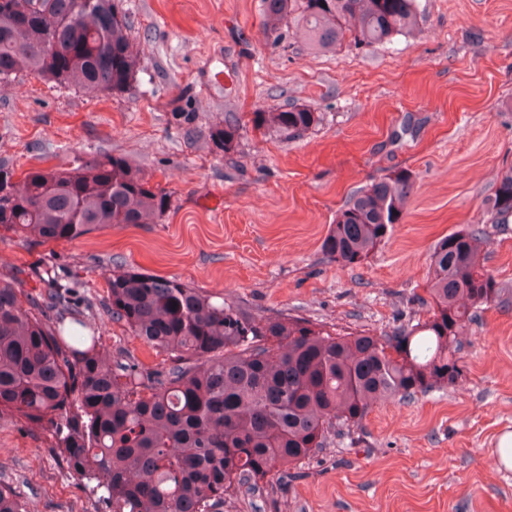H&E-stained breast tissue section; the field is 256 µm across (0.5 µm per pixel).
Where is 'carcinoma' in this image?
Segmentation results:
<instances>
[{"label": "carcinoma", "instance_id": "carcinoma-1", "mask_svg": "<svg viewBox=\"0 0 512 512\" xmlns=\"http://www.w3.org/2000/svg\"><path fill=\"white\" fill-rule=\"evenodd\" d=\"M417 0H263V32L279 44L296 27L316 51L373 48L417 25ZM138 58L115 0H0V82L33 75L94 96L130 89ZM172 119L192 132L196 113ZM320 116L308 106L252 113L285 140ZM233 113L209 133L231 150ZM414 190L408 169L356 193L336 214L322 251L363 264L399 223ZM0 228L35 242L72 241L120 224H157L170 193L127 158L104 154L69 168H31L21 182L0 166ZM487 210L512 215V167ZM483 226L439 239L428 269L431 317L380 336L332 334L290 316L255 317L174 279L115 270L108 311L144 343L182 358L164 371L105 363L100 338L67 343L33 296L0 278V412L48 430L69 469L94 483L112 512H223L224 496L269 483L284 465L358 426L374 399L410 401L460 376L459 336L478 313L512 308V289L485 267ZM0 512H24L0 485Z\"/></svg>", "mask_w": 512, "mask_h": 512}]
</instances>
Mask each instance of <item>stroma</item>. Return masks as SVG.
I'll use <instances>...</instances> for the list:
<instances>
[{
  "label": "stroma",
  "mask_w": 512,
  "mask_h": 512,
  "mask_svg": "<svg viewBox=\"0 0 512 512\" xmlns=\"http://www.w3.org/2000/svg\"><path fill=\"white\" fill-rule=\"evenodd\" d=\"M414 31L370 50L320 53L302 34L266 41L261 0H121L139 69L128 93L92 97L23 75L0 84V162L23 173L99 154L126 157L171 194L157 224H122L67 242L0 232V277L50 318L85 321L108 362L163 370L107 304L121 268L175 278L254 316L301 317L335 332L386 334L431 315L433 244L487 229L486 266L512 285V217L486 209L512 166V0H418ZM197 115L171 119L180 101ZM305 104L319 123L284 141L253 112ZM233 112L234 153L207 139ZM411 170L399 224L362 265L321 249L351 196ZM71 287L63 310L53 283ZM462 374L410 402L377 401L361 429L281 468L279 484L227 497L224 512H512V309L480 313L462 338ZM49 431L0 414V483L25 512H111L71 473Z\"/></svg>",
  "instance_id": "obj_1"
}]
</instances>
